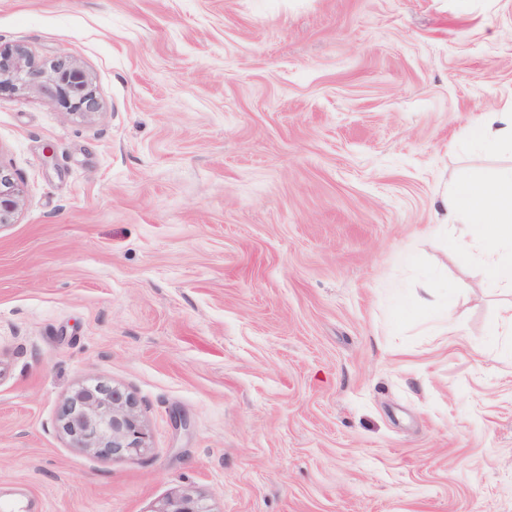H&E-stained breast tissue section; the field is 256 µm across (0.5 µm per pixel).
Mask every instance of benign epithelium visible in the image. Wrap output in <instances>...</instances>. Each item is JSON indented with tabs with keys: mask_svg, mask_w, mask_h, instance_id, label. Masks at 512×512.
Returning <instances> with one entry per match:
<instances>
[{
	"mask_svg": "<svg viewBox=\"0 0 512 512\" xmlns=\"http://www.w3.org/2000/svg\"><path fill=\"white\" fill-rule=\"evenodd\" d=\"M35 93L56 102L61 111L87 114L99 103L90 74L67 55L37 62L22 46L0 48V95ZM23 188L0 177V224L19 210ZM61 428L77 448L114 460L130 461L148 448L149 435L137 401L108 384L81 386L63 408ZM154 512H211L205 500L185 489L162 500Z\"/></svg>",
	"mask_w": 512,
	"mask_h": 512,
	"instance_id": "7a95c632",
	"label": "benign epithelium"
}]
</instances>
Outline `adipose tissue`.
Masks as SVG:
<instances>
[{
    "mask_svg": "<svg viewBox=\"0 0 512 512\" xmlns=\"http://www.w3.org/2000/svg\"><path fill=\"white\" fill-rule=\"evenodd\" d=\"M470 144L478 151L512 154V101L480 114ZM445 223L467 225L454 239L466 261L490 272L494 283L512 288V166L497 169L489 179L465 178L441 199Z\"/></svg>",
    "mask_w": 512,
    "mask_h": 512,
    "instance_id": "ef3b65f1",
    "label": "adipose tissue"
}]
</instances>
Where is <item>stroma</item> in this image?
<instances>
[{
    "label": "stroma",
    "instance_id": "35a3bbf8",
    "mask_svg": "<svg viewBox=\"0 0 512 512\" xmlns=\"http://www.w3.org/2000/svg\"><path fill=\"white\" fill-rule=\"evenodd\" d=\"M16 45L100 108L0 98L1 504L512 512V292L435 218L512 163L467 138L512 99V0H0ZM96 382L135 461L60 427ZM23 188L10 177L0 176V224H7L23 201ZM60 422L75 447L112 460H134L148 448L149 435L137 401L108 384L76 389L66 401ZM153 512H211L205 500L185 489L162 500Z\"/></svg>",
    "mask_w": 512,
    "mask_h": 512
}]
</instances>
